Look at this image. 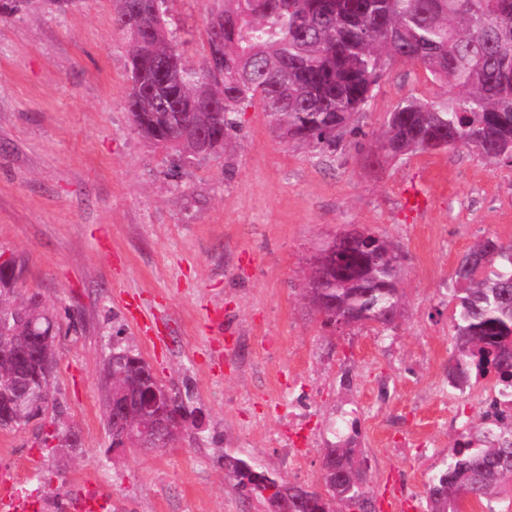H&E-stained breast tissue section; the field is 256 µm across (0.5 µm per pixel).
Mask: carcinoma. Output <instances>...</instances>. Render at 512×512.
Listing matches in <instances>:
<instances>
[{"mask_svg":"<svg viewBox=\"0 0 512 512\" xmlns=\"http://www.w3.org/2000/svg\"><path fill=\"white\" fill-rule=\"evenodd\" d=\"M171 0H120L113 26L130 37L127 109L137 132L156 147L191 156L224 147L239 127L244 105L258 100L285 142L333 151L366 110L388 61L422 67L451 95L407 99L388 113L379 138L383 156L415 149L463 146L490 161L512 163V0H225L207 21L202 66L187 63L184 45L169 37ZM323 245L305 275L304 298L335 330L390 327L401 315L397 259L401 251L379 238L378 252ZM23 265L0 262V336H56L57 322L38 296L13 297ZM454 281L453 353L448 373L497 377L512 387V246L493 236L460 259ZM112 394L144 383L130 350L117 349ZM55 352L12 362L0 347V428H10L22 397L46 382V405H56ZM183 430L192 411L176 394L162 400ZM482 444L461 443L431 479L426 512H458L464 499L486 504L512 482V420L478 429ZM353 441L325 449L324 489L285 483L249 462L231 458L225 475L271 506L270 489L305 497L297 512H376L364 459Z\"/></svg>","mask_w":512,"mask_h":512,"instance_id":"carcinoma-1","label":"carcinoma"}]
</instances>
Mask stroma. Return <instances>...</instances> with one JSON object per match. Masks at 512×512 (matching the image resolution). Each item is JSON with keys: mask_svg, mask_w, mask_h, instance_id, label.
<instances>
[{"mask_svg": "<svg viewBox=\"0 0 512 512\" xmlns=\"http://www.w3.org/2000/svg\"><path fill=\"white\" fill-rule=\"evenodd\" d=\"M116 5L0 0V255L24 266L20 297L40 294L57 318L53 385L75 437L50 449L39 424L0 429V480L60 504L93 491L110 512H267L225 481V457L317 489L323 449L349 437L374 498L405 484L424 512L457 439L493 410L489 380L448 385L453 275L484 236L512 246V164L461 146L373 160L388 112L445 91L393 61L359 133L335 151L284 143L256 101L226 148L155 147L126 108L130 43L112 25ZM224 6L173 0L169 29L191 65ZM412 189L424 199L416 212L404 206ZM349 224L405 255L393 328H325L302 297L316 249ZM116 348L189 401L194 424L165 450L110 447L104 374ZM295 383L311 394L313 437L298 463L281 453Z\"/></svg>", "mask_w": 512, "mask_h": 512, "instance_id": "obj_1", "label": "stroma"}]
</instances>
